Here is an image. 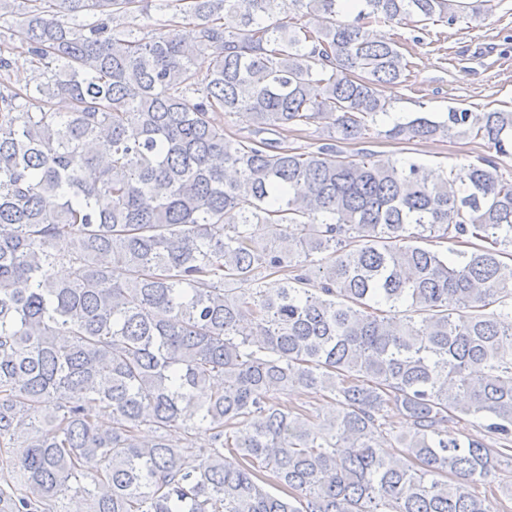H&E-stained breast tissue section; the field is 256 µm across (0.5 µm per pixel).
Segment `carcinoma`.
Wrapping results in <instances>:
<instances>
[{
  "mask_svg": "<svg viewBox=\"0 0 512 512\" xmlns=\"http://www.w3.org/2000/svg\"><path fill=\"white\" fill-rule=\"evenodd\" d=\"M42 2L0 0L36 66L0 90V448L19 449L0 512H72L71 490L86 512H493L476 485L512 460V180L487 157L444 174L336 148L407 69L373 24L492 0H359L351 20L345 0H183L188 39L111 26L153 0ZM321 120L314 151L259 137ZM386 135L512 158V111ZM463 236L482 246H423ZM394 411L410 427L390 454ZM457 413L476 433L448 437ZM214 118L218 125H224L226 135H246L249 130L255 127L252 117L246 113L228 115L224 112H217ZM278 397L279 401L286 406L307 411L314 420H317L316 416L318 414L322 419L323 414L327 413L331 407L330 400L310 392H285L278 395Z\"/></svg>",
  "mask_w": 512,
  "mask_h": 512,
  "instance_id": "carcinoma-1",
  "label": "carcinoma"
}]
</instances>
